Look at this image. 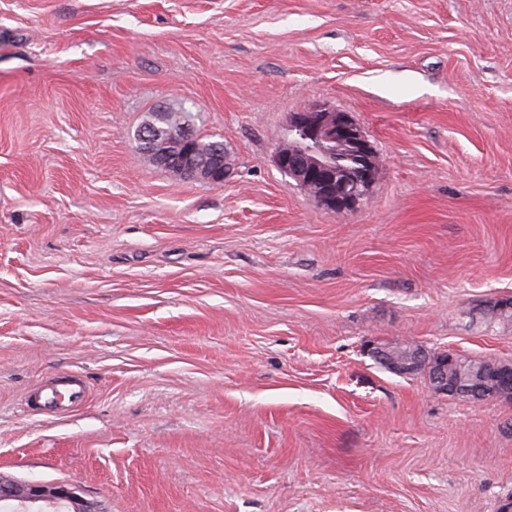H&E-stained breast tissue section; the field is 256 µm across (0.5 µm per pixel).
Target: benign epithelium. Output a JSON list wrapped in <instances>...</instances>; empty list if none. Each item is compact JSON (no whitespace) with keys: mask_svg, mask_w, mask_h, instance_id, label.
Instances as JSON below:
<instances>
[{"mask_svg":"<svg viewBox=\"0 0 512 512\" xmlns=\"http://www.w3.org/2000/svg\"><path fill=\"white\" fill-rule=\"evenodd\" d=\"M194 132L184 129L173 145L152 151L155 164L171 169L188 181L224 184V160L215 157L196 164L192 144ZM274 160L279 170L298 187L317 196L332 212L360 205L377 172V157L360 127L346 112H336L312 103L296 112L288 125V147H277ZM389 369L408 374L427 367L439 386L448 385V369L455 367L457 353L448 351L437 361H429L425 349L412 348L411 354L396 357L382 348L373 349ZM0 499L16 502L20 512H49L70 508L72 512H102L83 499L78 488L69 484H35L0 478Z\"/></svg>","mask_w":512,"mask_h":512,"instance_id":"obj_1","label":"benign epithelium"}]
</instances>
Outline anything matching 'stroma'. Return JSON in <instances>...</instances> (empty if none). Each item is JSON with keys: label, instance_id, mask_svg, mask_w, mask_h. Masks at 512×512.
Returning a JSON list of instances; mask_svg holds the SVG:
<instances>
[{"label": "stroma", "instance_id": "35a3bbf8", "mask_svg": "<svg viewBox=\"0 0 512 512\" xmlns=\"http://www.w3.org/2000/svg\"><path fill=\"white\" fill-rule=\"evenodd\" d=\"M348 113L378 160L326 209L276 167ZM192 112L229 178L133 138ZM512 0H0V476L104 512H498L512 400L373 356L512 361ZM61 375L88 399L29 407ZM194 141L193 130L186 127L180 133L178 140H173V146L164 144L152 151V160L161 167L174 170L181 179L203 181L215 185L224 184L228 173L224 168V160L215 157L209 162L197 165L192 157ZM139 150L149 163L155 165L140 144ZM372 353L384 359L385 362L378 359L382 365L386 363L389 369L399 374H408L416 369L427 367L428 370H432L435 383L440 387L448 386V368L455 367V359L459 356L453 351H448L438 361L429 363V358L422 347H413L411 354L404 357H395L382 348H374Z\"/></svg>", "mask_w": 512, "mask_h": 512}]
</instances>
